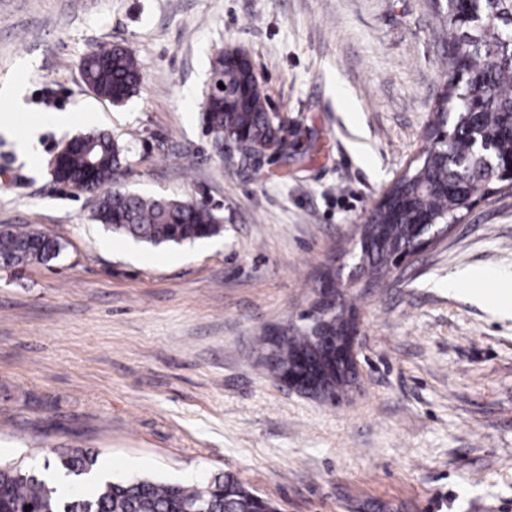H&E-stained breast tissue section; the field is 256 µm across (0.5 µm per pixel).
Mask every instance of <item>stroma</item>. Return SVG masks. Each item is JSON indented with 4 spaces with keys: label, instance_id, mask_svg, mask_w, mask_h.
<instances>
[{
    "label": "stroma",
    "instance_id": "stroma-1",
    "mask_svg": "<svg viewBox=\"0 0 512 512\" xmlns=\"http://www.w3.org/2000/svg\"><path fill=\"white\" fill-rule=\"evenodd\" d=\"M133 49L139 94L84 84L95 46ZM245 50L289 159L242 161L202 120L211 63ZM433 0H0V229H35L50 263L0 267V461L68 448L113 479L193 486L234 473L277 512H512V189L370 285L359 227L425 145L443 88ZM40 124V161L15 136ZM126 146L119 189L194 199L209 242L151 246L93 221L49 164L88 128ZM358 328L356 384L333 401L279 380L260 336L308 330L327 282ZM467 273L449 284L448 277Z\"/></svg>",
    "mask_w": 512,
    "mask_h": 512
}]
</instances>
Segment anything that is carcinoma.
Wrapping results in <instances>:
<instances>
[{
	"instance_id": "obj_1",
	"label": "carcinoma",
	"mask_w": 512,
	"mask_h": 512,
	"mask_svg": "<svg viewBox=\"0 0 512 512\" xmlns=\"http://www.w3.org/2000/svg\"><path fill=\"white\" fill-rule=\"evenodd\" d=\"M446 30L444 92L434 112H473L476 136L493 150L512 154L506 129L512 123V0H458L454 11L442 16ZM217 61L216 82L224 92L210 97L203 121L213 138H242L264 146L275 140L277 121L267 111L266 97L251 67ZM87 86L102 98L119 104L142 82V68L127 47L101 46L82 61ZM474 87L471 106L457 99L461 79ZM434 121L426 130L427 147L404 175L386 191L393 207L378 208L374 223L380 233L368 237L364 248L372 282L378 283L392 265L390 249L408 242L411 226L429 217L437 224H455L467 200L493 182L479 159L468 133L453 135L448 144L435 140ZM92 162L83 148L72 151L63 164L69 183H93L102 189L94 219L112 233L151 245L183 244L209 239L223 229L222 217L206 204L145 198L112 188L126 164L127 151L110 135L95 132ZM58 241L34 230L0 231V265L6 268L55 258ZM310 338L287 336L277 351V364L288 365L296 352L308 351ZM98 456L83 450L67 451L46 462L65 477L97 470ZM0 512H276L274 505L255 495L234 475L218 473L195 487L166 484L150 477L127 481L104 480L89 494L64 496L42 472L22 463H0Z\"/></svg>"
}]
</instances>
